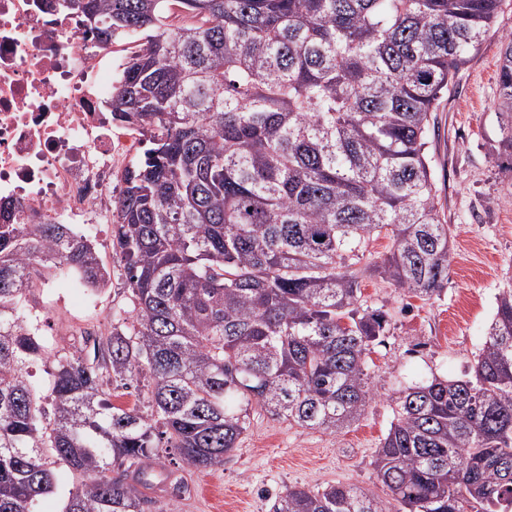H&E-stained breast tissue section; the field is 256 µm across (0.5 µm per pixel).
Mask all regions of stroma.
<instances>
[{
  "label": "stroma",
  "mask_w": 512,
  "mask_h": 512,
  "mask_svg": "<svg viewBox=\"0 0 512 512\" xmlns=\"http://www.w3.org/2000/svg\"><path fill=\"white\" fill-rule=\"evenodd\" d=\"M510 34L512 4L457 73L430 133L438 208L453 229L446 290L421 299L378 277L362 283L364 300L385 312L389 326L369 355L375 395L359 420L330 435L252 411L222 467L188 471L158 460L165 484L149 489L151 512H270L289 485L354 484L383 494L371 461L394 419L397 389L434 374L463 377L483 343L495 296L512 278V171L497 157L493 107L502 39ZM91 231L111 283L90 297L49 271L29 298L30 316L60 349H70L81 330L111 326L114 313L132 308L111 225L95 224ZM178 481L187 491L170 493L169 484Z\"/></svg>",
  "instance_id": "stroma-1"
}]
</instances>
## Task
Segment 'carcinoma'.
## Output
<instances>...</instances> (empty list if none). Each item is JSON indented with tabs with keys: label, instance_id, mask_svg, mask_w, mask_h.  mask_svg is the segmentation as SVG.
Masks as SVG:
<instances>
[{
	"label": "carcinoma",
	"instance_id": "cac0c4a2",
	"mask_svg": "<svg viewBox=\"0 0 512 512\" xmlns=\"http://www.w3.org/2000/svg\"><path fill=\"white\" fill-rule=\"evenodd\" d=\"M68 2L100 40L145 39L112 92V120L150 143L113 201L133 308L57 350L22 313L43 272L105 288L111 271L67 224L0 223V512H35L58 466L78 477L62 512H145V461L221 466L255 409L329 434L362 415L387 332L362 283L447 288L431 123L503 0ZM496 105L512 158V35ZM141 376L147 417L107 390ZM395 405L372 457L386 497L288 486L272 512H512L511 283L469 372Z\"/></svg>",
	"mask_w": 512,
	"mask_h": 512
}]
</instances>
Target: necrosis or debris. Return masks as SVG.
Returning a JSON list of instances; mask_svg holds the SVG:
<instances>
[{"label":"necrosis or debris","mask_w":512,"mask_h":512,"mask_svg":"<svg viewBox=\"0 0 512 512\" xmlns=\"http://www.w3.org/2000/svg\"><path fill=\"white\" fill-rule=\"evenodd\" d=\"M112 47L42 0H0V222L112 221Z\"/></svg>","instance_id":"4bbe7bcc"}]
</instances>
